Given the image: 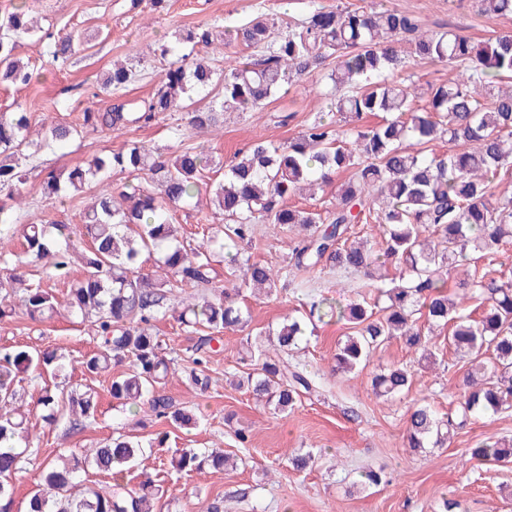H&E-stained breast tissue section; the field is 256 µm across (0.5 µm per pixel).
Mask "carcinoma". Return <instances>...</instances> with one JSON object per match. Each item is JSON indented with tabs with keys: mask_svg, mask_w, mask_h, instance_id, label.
<instances>
[{
	"mask_svg": "<svg viewBox=\"0 0 512 512\" xmlns=\"http://www.w3.org/2000/svg\"><path fill=\"white\" fill-rule=\"evenodd\" d=\"M480 11L512 15V0H478ZM25 4L14 5L0 19V84L26 85L33 79L16 53L35 29L27 21ZM52 64L63 67L74 55L72 35L44 32ZM239 44L260 55L218 68L192 57L186 48L213 51ZM167 67L151 95L127 107L118 103L105 112H84V125L119 131L130 124L151 122L161 114L185 112L188 124L207 131L224 123L226 112L260 109L288 90L293 82L316 71H327L320 99L345 122L316 117L298 137L283 143L256 142L240 152L224 171V180L209 186L219 224L212 228V252L185 244L169 221L170 208L199 196L206 171L221 161L198 147L182 143L174 127L170 152L126 141L114 153L69 170L65 177L47 176L45 197L67 198L98 187L81 223L23 224V257L45 269L46 277L71 282L70 308L90 322L101 342L81 364L90 375L123 366L112 377L109 393L125 405H146L158 416L186 428L197 423L194 413L172 409L159 394L172 374L174 359L167 357L152 321L166 315L175 288H203L199 299L189 297L179 312L180 322L213 334L247 324L235 296L240 287L261 288L270 294L288 279L290 268L313 269L323 263L341 273L361 274L363 288L384 303L381 314L367 300L341 305L327 298L310 304L308 320L288 317L268 333V344L250 352L253 372L248 391L256 402L286 413L301 395L315 386L311 373L288 362L307 332V322L328 318L346 321L351 334L338 345L336 369L350 371L371 357L385 342L400 338L426 361H436L425 330L448 329V348L466 356L463 392L448 418L429 406L409 413L407 447L416 450L446 447L459 429L487 411L512 408V282L498 281L473 271L448 293L445 277L471 256L492 263L504 244L512 241V197H498L494 179L512 174V89H495L503 76H512V35H498L483 44L454 30L424 31L416 18L389 8L333 9L321 0H309L300 18L275 33V23L260 13L247 21L219 28V23L188 30L159 46ZM440 63L458 71L456 79L418 87L398 79L406 57ZM138 77L136 67L115 66L87 94L96 98L124 90ZM212 96L204 109L189 111L185 101ZM417 99L426 101L418 111ZM383 113L375 126L361 124L368 114ZM30 129L27 112L0 114V195L14 201L24 182L31 156L24 152ZM79 135L76 127L52 122L44 145L66 143ZM440 140L448 151L434 153L428 145ZM119 170L131 177L114 191L109 174ZM351 172L341 185L336 204L324 211L287 204L303 185L321 186L341 171ZM146 176L162 196L144 188ZM255 224L292 225L304 232L293 249L289 266L279 270L244 258L238 246L249 239ZM351 224H376L381 241L350 243ZM83 237V246L73 243ZM227 254L232 275L240 286L226 288L214 282L211 253ZM158 255V270L140 272L142 255ZM82 276L73 278L74 258ZM400 267L397 281H387L379 270ZM0 293L15 296L33 321L52 319L57 302L52 291L33 286L10 272V259L0 254ZM478 297L487 304L480 319L463 312L462 304ZM424 314L426 325L416 314ZM492 354V362L483 359ZM69 363L54 351L17 348L0 353V512H11L15 484L24 457L38 456L31 446L30 413L16 405L21 375L41 377L45 371L60 376ZM410 375L401 367L381 371L373 389L395 396L409 387ZM98 394L91 387L42 389L37 399L40 417L48 425L66 422L81 431L96 420ZM484 463H511L512 441L483 442L470 449ZM144 456L142 443L125 434L62 464L48 462L40 473L38 490L27 512H154L153 486L146 480L137 491L81 484L88 467L118 478ZM227 457L214 452L185 451L171 460L178 471L224 469Z\"/></svg>",
	"mask_w": 512,
	"mask_h": 512,
	"instance_id": "cac0c4a2",
	"label": "carcinoma"
}]
</instances>
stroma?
<instances>
[{
    "instance_id": "obj_1",
    "label": "stroma",
    "mask_w": 512,
    "mask_h": 512,
    "mask_svg": "<svg viewBox=\"0 0 512 512\" xmlns=\"http://www.w3.org/2000/svg\"><path fill=\"white\" fill-rule=\"evenodd\" d=\"M131 0H27L42 28L72 34L77 46L71 65L58 69L48 60L45 47L36 38L25 39L18 50L35 76L24 86H0V112L24 109L29 112L35 136H44L50 122L64 121L81 126L86 108L106 111L111 105L146 98L160 80L164 63L155 56L158 45L172 41L175 31L217 22L230 25L265 11L277 24L302 15L308 0H167L164 9L152 10L148 0L131 8ZM324 5L349 7L382 4L416 16L424 28L453 27L481 42L512 33V16L480 13L474 0H322ZM141 54L143 79L119 93L88 100L85 91L97 82L112 63ZM324 86L320 75L294 82L288 91L264 109L228 112L216 132H201L178 126L176 115H162L143 126L120 133L107 129H85L75 140L53 150L36 153L21 188L24 200L18 211L24 224H77L90 195L81 193L51 204L44 197L48 172H66L92 158L118 151L124 141L138 140L165 148L172 141L173 127H181L185 145L200 147L224 163L249 144L270 140L283 143L296 138L315 114V96ZM288 123H281V116ZM299 241L296 229L282 224H257L242 250L251 260L276 266L287 264ZM31 282L42 283L56 295L59 313L53 319L35 323L17 314L0 320V348L53 350L72 361L66 375L44 374L38 379L23 378L18 386V403L34 407L44 386L87 385L100 400L95 424L82 432H69L65 424L50 426L34 421L31 441L39 448V460H24L16 476L12 512H25L27 500L39 481V461H54L96 448L118 433L137 437L145 448L143 463L126 472L122 483L134 489L150 478L162 493L154 512H199L202 503L223 502V512H437L442 498L458 500L459 512H512V463L487 465L471 459L468 451L490 437L512 439V409L480 416L458 432L444 448L414 451L406 448V421L417 403L444 413L456 405L462 392L463 362L447 345L437 349L438 363L425 369L418 357L402 341L395 340L377 351L354 373L333 371V356L349 329L343 323L317 324L306 348L295 354V362L305 365L318 381L316 392L305 395L285 414L256 403L244 388L231 386L228 375L244 376L246 338L277 328L291 312L305 313L318 297L343 301L353 291L338 286L334 268L321 266L308 272L310 287L295 285L277 289L267 297H253L242 290L238 303L248 311L247 327L227 330L212 342L205 364L208 387L177 376L162 388L174 407L193 410L198 424L180 428L170 420L155 417L149 409L131 413L113 400L111 374H86L82 357L97 346L89 324L79 322L67 307L69 282L43 278L40 270L21 266ZM153 330L167 356L179 367L189 366L200 343V334L188 331L176 314L154 322ZM400 366L412 376L407 394L376 396L374 373ZM246 431L247 442L237 434ZM185 448H220L233 457L236 468L177 472L172 457ZM310 453L309 468L293 470L288 457ZM390 476V483L361 486L367 471Z\"/></svg>"
}]
</instances>
